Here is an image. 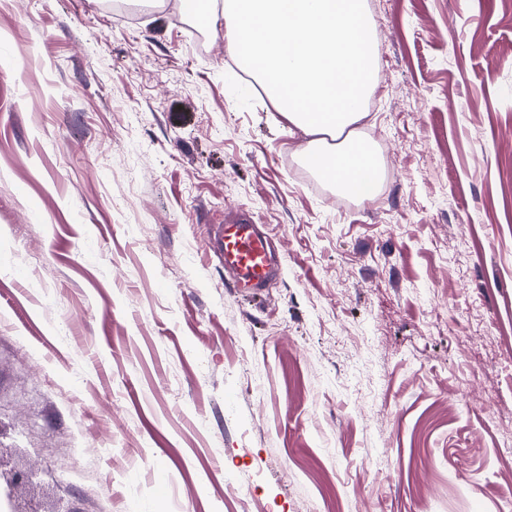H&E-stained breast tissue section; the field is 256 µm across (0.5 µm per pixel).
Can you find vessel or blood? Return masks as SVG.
Segmentation results:
<instances>
[{
    "mask_svg": "<svg viewBox=\"0 0 512 512\" xmlns=\"http://www.w3.org/2000/svg\"><path fill=\"white\" fill-rule=\"evenodd\" d=\"M212 247L232 281L244 287L262 290L279 272L268 239L247 219L219 225Z\"/></svg>",
    "mask_w": 512,
    "mask_h": 512,
    "instance_id": "vessel-or-blood-1",
    "label": "vessel or blood"
}]
</instances>
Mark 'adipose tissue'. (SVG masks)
I'll list each match as a JSON object with an SVG mask.
<instances>
[{
	"label": "adipose tissue",
	"mask_w": 512,
	"mask_h": 512,
	"mask_svg": "<svg viewBox=\"0 0 512 512\" xmlns=\"http://www.w3.org/2000/svg\"><path fill=\"white\" fill-rule=\"evenodd\" d=\"M183 0L187 12L223 23L231 54L256 74L281 114L307 138V162L359 200L380 180L373 151L354 125L376 80L365 0H224L222 11Z\"/></svg>",
	"instance_id": "1"
}]
</instances>
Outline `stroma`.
<instances>
[{
    "instance_id": "1",
    "label": "stroma",
    "mask_w": 512,
    "mask_h": 512,
    "mask_svg": "<svg viewBox=\"0 0 512 512\" xmlns=\"http://www.w3.org/2000/svg\"><path fill=\"white\" fill-rule=\"evenodd\" d=\"M337 208L223 32L0 0V448L39 512H507L512 0H366ZM263 225L266 298L216 225Z\"/></svg>"
}]
</instances>
